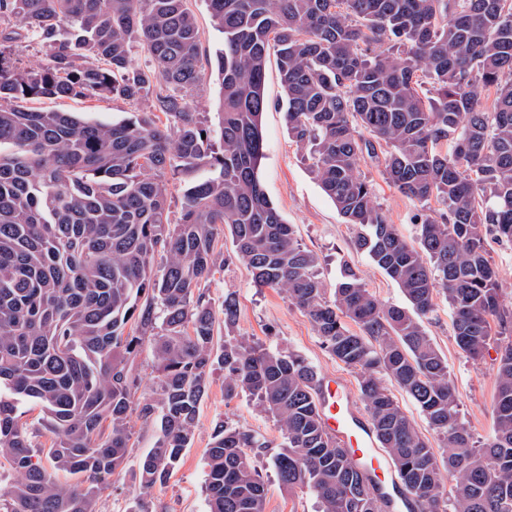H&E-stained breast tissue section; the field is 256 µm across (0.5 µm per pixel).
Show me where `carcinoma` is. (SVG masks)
<instances>
[{
	"mask_svg": "<svg viewBox=\"0 0 512 512\" xmlns=\"http://www.w3.org/2000/svg\"><path fill=\"white\" fill-rule=\"evenodd\" d=\"M208 4L224 34L217 145L189 103L204 70L184 0H0V461L16 475L0 512H97V496L130 461L134 412L157 432L137 460L143 501L190 447L216 367L224 394L252 396L280 442L218 421L209 512H265L258 462L272 446L280 483L315 492L320 512H379L376 485L325 428L315 369L232 335L231 294L224 344L214 348L218 318L204 288L234 260L256 286L282 290L357 372L370 429L424 512H512V341L501 339L512 305L489 251L491 241L512 243V0ZM30 35L48 47L49 63L17 71L4 53ZM137 45L150 56L145 68L132 64ZM272 53L289 138L355 228L356 249L408 306L379 302L348 264L327 293L317 256L266 196L258 172ZM100 96L149 109L108 124L20 105ZM366 157L383 161L405 196L443 205L418 214L417 242L388 222L359 170ZM201 168L210 175L184 190L172 223L169 178ZM226 230L235 244L227 257L216 251ZM439 294L465 356L497 354L494 434L481 448L457 420L447 362L424 326ZM147 339L149 393L137 365ZM385 378L443 439L442 455ZM36 408L42 417L26 421Z\"/></svg>",
	"mask_w": 512,
	"mask_h": 512,
	"instance_id": "obj_1",
	"label": "carcinoma"
}]
</instances>
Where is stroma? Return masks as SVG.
Wrapping results in <instances>:
<instances>
[{"instance_id":"1","label":"stroma","mask_w":512,"mask_h":512,"mask_svg":"<svg viewBox=\"0 0 512 512\" xmlns=\"http://www.w3.org/2000/svg\"><path fill=\"white\" fill-rule=\"evenodd\" d=\"M200 31V50L207 68L202 91L192 101L211 132H218L222 115L221 77L212 62L223 47L224 35L215 25L207 0H186ZM265 93L269 107L262 118L265 139L264 158L259 176L268 198L287 223L293 224L301 245L319 258L318 273L326 289H334L343 262L356 266L359 276L375 297L385 304L405 305L397 284L376 267L369 257L355 250V230L345 224L333 201L322 191L310 172L309 162L288 136L285 114L280 107L284 97L276 62L266 70ZM38 108L71 112L101 122H118L147 111V103L122 99H40ZM360 171L371 182L376 201L390 224L406 239H415V216L419 203L407 198L385 180L382 168L371 160L362 161ZM214 308H221L225 294L238 300L234 335L273 351L299 355L313 366L318 375L343 376L351 392H358V375L329 353L307 316L277 288H258L246 269L237 262L218 271L207 285ZM425 327L448 364V376L455 389L458 418L474 441L485 442L492 434V406L496 393L492 358L474 361L458 348L453 329V315L444 298H437L436 308ZM247 426L267 440L275 441L279 432L273 418L259 411L246 394L227 398L224 373L215 370L201 402L194 427L192 445L178 469L162 486L156 487L144 503L148 512H208L205 492L207 450L217 420ZM259 466L267 489L266 512H318L315 493L281 485L271 456L261 457Z\"/></svg>"}]
</instances>
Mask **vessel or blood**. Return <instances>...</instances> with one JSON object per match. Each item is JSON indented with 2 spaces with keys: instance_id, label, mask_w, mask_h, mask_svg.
Here are the masks:
<instances>
[{
  "instance_id": "obj_1",
  "label": "vessel or blood",
  "mask_w": 512,
  "mask_h": 512,
  "mask_svg": "<svg viewBox=\"0 0 512 512\" xmlns=\"http://www.w3.org/2000/svg\"><path fill=\"white\" fill-rule=\"evenodd\" d=\"M319 404L328 431L346 448L376 486L389 492L401 481L356 408L347 381L331 375L318 382Z\"/></svg>"
}]
</instances>
